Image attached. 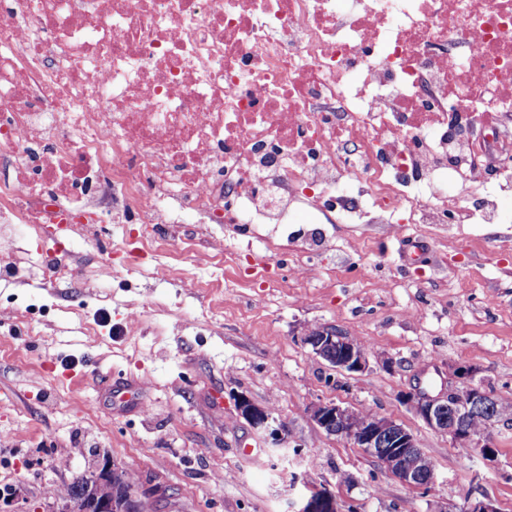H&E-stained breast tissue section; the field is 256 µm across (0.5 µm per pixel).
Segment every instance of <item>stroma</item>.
I'll list each match as a JSON object with an SVG mask.
<instances>
[{"label": "stroma", "instance_id": "stroma-1", "mask_svg": "<svg viewBox=\"0 0 512 512\" xmlns=\"http://www.w3.org/2000/svg\"><path fill=\"white\" fill-rule=\"evenodd\" d=\"M327 247L261 243L220 224H136L94 235L0 224V512H58V492L107 455L149 512H293L311 490L341 512H512V427L494 460L455 448L404 395L476 368L512 401V223L320 224ZM234 263H226L227 254ZM321 326L370 349L332 370L302 336ZM247 396L270 414L253 427ZM369 409L409 429L434 464L428 489L387 475L312 407ZM280 430L274 443L270 429Z\"/></svg>", "mask_w": 512, "mask_h": 512}]
</instances>
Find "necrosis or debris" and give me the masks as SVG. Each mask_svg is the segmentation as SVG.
Returning a JSON list of instances; mask_svg holds the SVG:
<instances>
[{"label": "necrosis or debris", "mask_w": 512, "mask_h": 512, "mask_svg": "<svg viewBox=\"0 0 512 512\" xmlns=\"http://www.w3.org/2000/svg\"><path fill=\"white\" fill-rule=\"evenodd\" d=\"M512 0H0V224H498Z\"/></svg>", "instance_id": "1"}]
</instances>
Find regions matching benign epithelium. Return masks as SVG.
I'll return each instance as SVG.
<instances>
[{"label":"benign epithelium","mask_w":512,"mask_h":512,"mask_svg":"<svg viewBox=\"0 0 512 512\" xmlns=\"http://www.w3.org/2000/svg\"><path fill=\"white\" fill-rule=\"evenodd\" d=\"M303 342L313 352L342 372H361L369 365L370 353L338 330L324 329L318 335L307 332ZM461 385L442 390L436 395L417 388L405 394L425 424L447 435L457 448H469L485 460L495 456V448L485 432L474 433L469 427L470 416L480 411L486 427L507 421L497 417L491 388L475 381V369L457 368ZM238 411L255 427H265L268 413L250 399L241 397ZM313 418L327 433L351 440L363 453L374 458L383 471L401 483L415 489H426L434 477V465L419 460L423 451L415 436L402 424L377 414L359 418V411L335 403H319L313 408ZM97 483H112L121 472L108 457L97 460L94 468ZM296 512H339L336 497L327 489H318L301 502Z\"/></svg>","instance_id":"benign-epithelium-1"}]
</instances>
